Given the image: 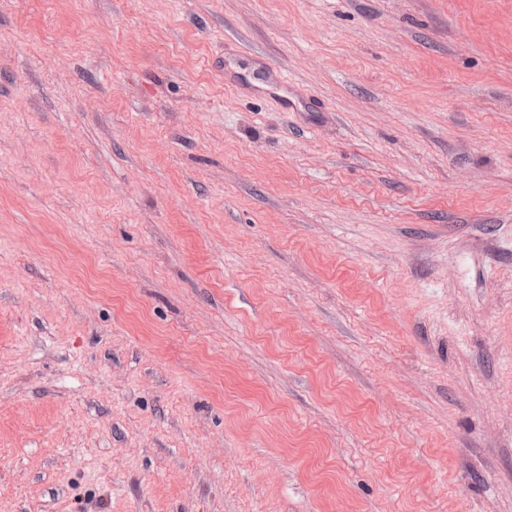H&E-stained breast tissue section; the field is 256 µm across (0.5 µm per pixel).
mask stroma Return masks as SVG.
I'll return each mask as SVG.
<instances>
[{"mask_svg":"<svg viewBox=\"0 0 512 512\" xmlns=\"http://www.w3.org/2000/svg\"><path fill=\"white\" fill-rule=\"evenodd\" d=\"M0 512H512V0H0Z\"/></svg>","mask_w":512,"mask_h":512,"instance_id":"1","label":"stroma"}]
</instances>
